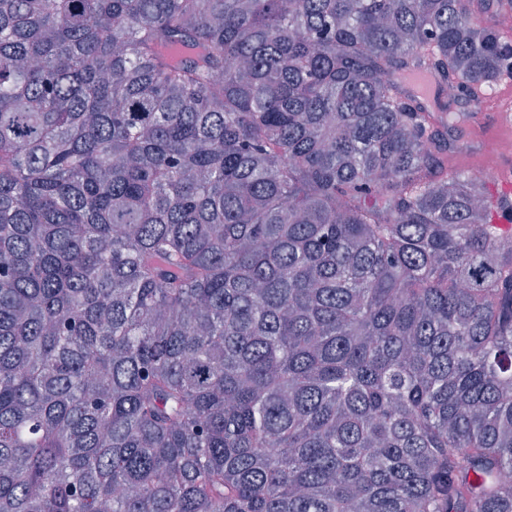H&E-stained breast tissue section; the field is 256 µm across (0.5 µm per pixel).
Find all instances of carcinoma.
Here are the masks:
<instances>
[{
	"instance_id": "obj_1",
	"label": "carcinoma",
	"mask_w": 512,
	"mask_h": 512,
	"mask_svg": "<svg viewBox=\"0 0 512 512\" xmlns=\"http://www.w3.org/2000/svg\"><path fill=\"white\" fill-rule=\"evenodd\" d=\"M511 12L0 0V512H512ZM512 101L492 114L493 124L489 127H475L476 133L484 139L493 138L512 130ZM491 111L482 109L476 112H463L465 115L462 117L463 122L458 130L452 133L454 139V147L448 152V172H454L458 170H470L474 166L478 165L483 156L480 153V146L483 143L472 140L471 137V125L476 121H483L487 116L480 120L476 118L477 114L489 113ZM475 145V146H474ZM475 147L477 150L470 147ZM481 158V160H480ZM500 151L494 147L485 148L486 159L483 164L474 168L470 174L479 182L490 183L496 180L498 175V155ZM493 221L496 224L510 225L512 222V162L503 164V173L491 187Z\"/></svg>"
}]
</instances>
